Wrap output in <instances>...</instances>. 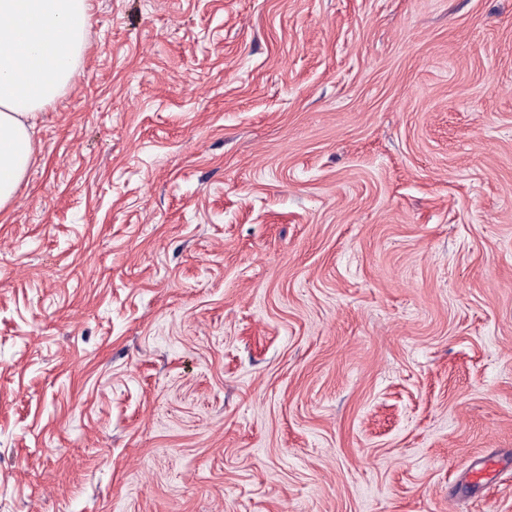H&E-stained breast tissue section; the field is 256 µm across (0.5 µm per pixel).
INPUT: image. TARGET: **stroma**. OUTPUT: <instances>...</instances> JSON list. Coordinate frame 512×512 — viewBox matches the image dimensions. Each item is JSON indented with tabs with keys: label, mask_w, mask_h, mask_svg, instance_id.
<instances>
[{
	"label": "stroma",
	"mask_w": 512,
	"mask_h": 512,
	"mask_svg": "<svg viewBox=\"0 0 512 512\" xmlns=\"http://www.w3.org/2000/svg\"><path fill=\"white\" fill-rule=\"evenodd\" d=\"M35 139L0 512H512V0H91ZM498 462L494 458H481L472 461L467 466V474L474 484H484L489 481L497 469Z\"/></svg>",
	"instance_id": "35a3bbf8"
}]
</instances>
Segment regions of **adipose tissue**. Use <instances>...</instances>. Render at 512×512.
<instances>
[{
  "label": "adipose tissue",
  "mask_w": 512,
  "mask_h": 512,
  "mask_svg": "<svg viewBox=\"0 0 512 512\" xmlns=\"http://www.w3.org/2000/svg\"><path fill=\"white\" fill-rule=\"evenodd\" d=\"M88 0H0V212L35 161L40 112L74 79Z\"/></svg>",
  "instance_id": "obj_1"
}]
</instances>
